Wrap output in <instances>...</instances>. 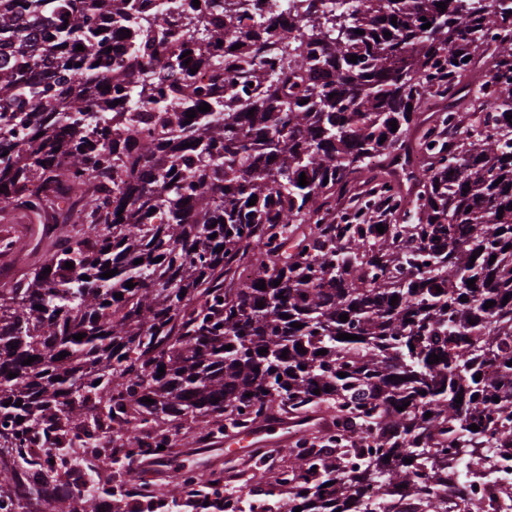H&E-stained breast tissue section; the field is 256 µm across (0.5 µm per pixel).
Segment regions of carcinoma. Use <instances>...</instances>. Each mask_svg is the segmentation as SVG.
I'll list each match as a JSON object with an SVG mask.
<instances>
[{
  "mask_svg": "<svg viewBox=\"0 0 512 512\" xmlns=\"http://www.w3.org/2000/svg\"><path fill=\"white\" fill-rule=\"evenodd\" d=\"M438 2L206 0L183 29L169 3L0 0V217L41 209L34 183L80 185L88 217L0 292V512H126L138 463L177 447L144 432L161 419L300 433L285 465L195 470L224 482L216 512H254L240 482L288 512H363L370 487L389 512H451L432 494L449 472H495L512 450V0ZM196 34L216 57H182ZM398 154L424 156L421 177L400 180ZM182 469L150 497L189 505Z\"/></svg>",
  "mask_w": 512,
  "mask_h": 512,
  "instance_id": "cac0c4a2",
  "label": "carcinoma"
}]
</instances>
